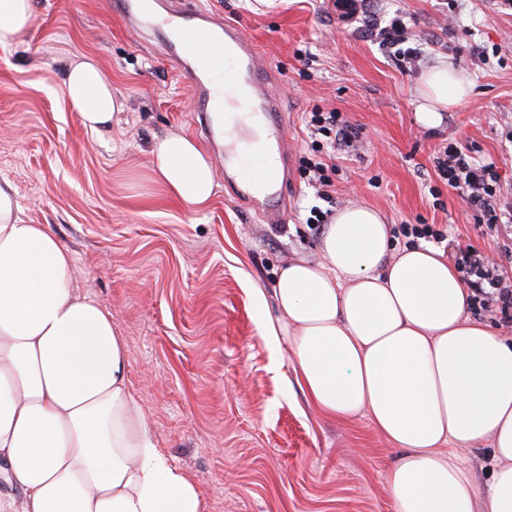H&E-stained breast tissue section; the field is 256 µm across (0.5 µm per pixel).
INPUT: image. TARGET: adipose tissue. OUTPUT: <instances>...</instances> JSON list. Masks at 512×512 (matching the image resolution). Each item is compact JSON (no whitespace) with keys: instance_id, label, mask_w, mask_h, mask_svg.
Listing matches in <instances>:
<instances>
[{"instance_id":"adipose-tissue-1","label":"adipose tissue","mask_w":512,"mask_h":512,"mask_svg":"<svg viewBox=\"0 0 512 512\" xmlns=\"http://www.w3.org/2000/svg\"><path fill=\"white\" fill-rule=\"evenodd\" d=\"M35 18L33 0H0V44ZM471 83L442 57L420 77V123L438 125ZM65 95L84 125L121 104L92 59L74 61ZM152 175L206 207L215 174L190 137L155 141ZM375 209H339L321 258L280 272L276 317L300 386L324 415L367 411L401 455L389 472L396 512H474L477 488L445 450L490 440L487 512H512V342L468 315L471 293L442 251L392 249ZM71 253L25 223L0 185V512H203L196 485L151 438L127 386V346L112 316L72 286Z\"/></svg>"}]
</instances>
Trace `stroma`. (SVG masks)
Here are the masks:
<instances>
[{
	"label": "stroma",
	"mask_w": 512,
	"mask_h": 512,
	"mask_svg": "<svg viewBox=\"0 0 512 512\" xmlns=\"http://www.w3.org/2000/svg\"><path fill=\"white\" fill-rule=\"evenodd\" d=\"M199 2L242 26L278 76L291 147L287 224L262 223L221 185L194 211L153 180L152 146L171 131L193 138L216 176L224 163L160 49L167 32L128 30L112 0H34L30 28L0 44V182L26 223L49 225L69 249L79 292L111 313L133 398L158 448L199 487L203 512H395L388 472L398 451L366 412L337 421L317 411L287 343L261 328L284 264L319 256L306 218L320 199L299 171L312 145L305 118L334 110L360 132L328 173L333 208L363 203L391 225H444L461 244L511 252L512 228L488 233L466 219L433 159L451 142L474 148L512 200V8L364 0L346 24L333 0ZM397 11L421 50L412 69L371 28ZM77 56L99 64L124 104L110 126L88 129L66 99ZM441 56L474 90L427 129L416 85ZM449 451L485 490L497 466L490 442Z\"/></svg>",
	"instance_id": "35a3bbf8"
}]
</instances>
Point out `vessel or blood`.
<instances>
[{
	"instance_id": "1",
	"label": "vessel or blood",
	"mask_w": 512,
	"mask_h": 512,
	"mask_svg": "<svg viewBox=\"0 0 512 512\" xmlns=\"http://www.w3.org/2000/svg\"><path fill=\"white\" fill-rule=\"evenodd\" d=\"M185 2L169 0L164 21L176 30L168 53L179 63L182 73L189 75L197 111H210L213 87L223 84L226 122L239 129L243 126L242 115L260 116L266 140L274 145L278 159L277 172H270L265 164L257 162L238 180L232 176L241 159L238 145L225 144V184L246 195L265 223H286L287 201L275 205L264 200L273 184L288 182V142L282 136L286 115L279 96L272 91L274 82L266 74L264 59L241 26L206 9H188Z\"/></svg>"
}]
</instances>
